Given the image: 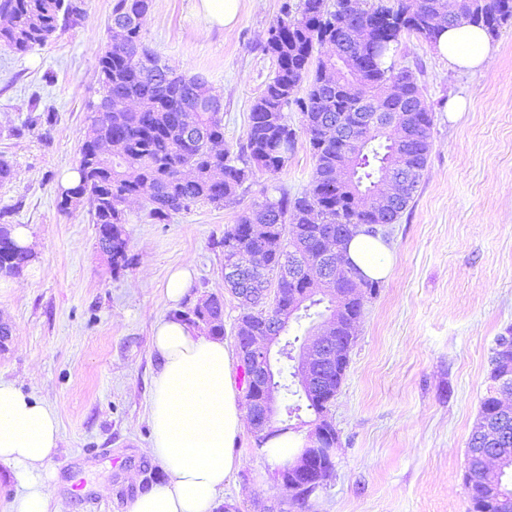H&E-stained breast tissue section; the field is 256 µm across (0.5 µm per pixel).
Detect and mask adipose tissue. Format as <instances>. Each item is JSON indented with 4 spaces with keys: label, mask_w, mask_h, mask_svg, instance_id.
<instances>
[{
    "label": "adipose tissue",
    "mask_w": 512,
    "mask_h": 512,
    "mask_svg": "<svg viewBox=\"0 0 512 512\" xmlns=\"http://www.w3.org/2000/svg\"><path fill=\"white\" fill-rule=\"evenodd\" d=\"M436 52L449 67L472 72L493 58L485 31L466 20L440 32ZM346 257L370 280L385 278L392 267L387 245L361 231L347 243ZM152 350L158 371L148 454L166 479L139 495L130 512H213L240 466L233 448L245 429L232 352L222 337L173 318L154 324ZM59 441L55 411L15 381L0 378V466L17 484L12 512H56L49 463Z\"/></svg>",
    "instance_id": "ef3b65f1"
}]
</instances>
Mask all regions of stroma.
I'll return each instance as SVG.
<instances>
[{
	"instance_id": "stroma-1",
	"label": "stroma",
	"mask_w": 512,
	"mask_h": 512,
	"mask_svg": "<svg viewBox=\"0 0 512 512\" xmlns=\"http://www.w3.org/2000/svg\"><path fill=\"white\" fill-rule=\"evenodd\" d=\"M283 0H243L236 28L209 27L190 0H152L145 46L174 72L203 77L224 98V141L236 145L250 110L275 73L263 46ZM84 18L44 46L17 53L0 45V158L13 167L0 185V211L28 227L35 259L0 288V377L44 400L60 422L50 468L64 512H130L135 497L166 474L147 456L149 404L157 363L155 321L175 306L169 273L190 267L195 304L224 298V339L236 346L237 300L224 292L227 225L254 203L311 188L314 160L300 116L294 154L276 176L257 174L235 203H201L152 223L142 204L126 213L133 264L120 273L96 246L87 209L57 207L63 174L74 169L96 98L94 72L108 40L112 0H85ZM477 73L449 67L432 44L403 35L396 53L434 104L432 148L418 191L382 239L395 263L369 299L329 417L339 432L332 477L306 512H468L467 442L488 387L495 341L512 327V22ZM53 72L54 83L44 75ZM467 109L449 119L459 100ZM52 126L24 129L31 109ZM240 467L219 497L235 512H263L281 500L264 450L239 436Z\"/></svg>"
}]
</instances>
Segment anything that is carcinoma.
I'll use <instances>...</instances> for the list:
<instances>
[{"label":"carcinoma","mask_w":512,"mask_h":512,"mask_svg":"<svg viewBox=\"0 0 512 512\" xmlns=\"http://www.w3.org/2000/svg\"><path fill=\"white\" fill-rule=\"evenodd\" d=\"M151 2L113 0L112 23L126 30V39L119 46L106 44L94 73L98 97L109 106L89 105L91 139L80 146L78 182L60 188L59 210L89 204L97 242H112V268H126L132 263L123 227L129 200L150 188L147 215L162 224L200 202L235 199L256 173L276 175L288 164L296 140L288 112L295 110L314 159L310 192L292 196L281 189L265 197L224 228L216 242L224 252V281L240 301L237 335L272 329L261 288L276 290L277 312L286 314L301 301L310 317L309 310L323 303L316 293L305 294L304 283L312 281L320 294L341 297L344 322L338 335H353L363 297L349 287L361 278L356 268L343 269L344 242L357 232L356 224L375 234L377 225L401 217L421 183L408 177L423 174L431 150L434 108L413 71L395 67L396 45L405 33L437 41L441 25L434 18L451 25L458 11L495 36L512 20V0H299L296 6L286 0L264 45L275 59V74L252 104L245 142L235 150L224 144L223 114L204 108L205 82L174 73L144 46L142 27ZM2 8L11 20L0 28V45L18 52L45 45L59 24L76 25L84 16L76 0H0ZM374 101L384 114L405 118V138L377 127L345 132L352 112ZM99 139L110 143V153H95ZM403 181L397 202L381 196L387 184ZM13 230L12 224H0L1 274L19 275L33 259L16 244ZM174 316L200 332L224 335V301L214 294ZM342 350L344 361L322 377L320 392L307 393L306 404L295 403L288 413L306 408L315 418L322 416L348 365L350 347ZM504 379L512 381V327L493 349L481 405L485 429L468 442L470 453L504 449L509 463L499 472L465 474L469 512H506L488 493L491 481L512 493V407L498 397ZM281 489L288 506L306 508L310 491L299 475H289Z\"/></svg>","instance_id":"cac0c4a2"}]
</instances>
